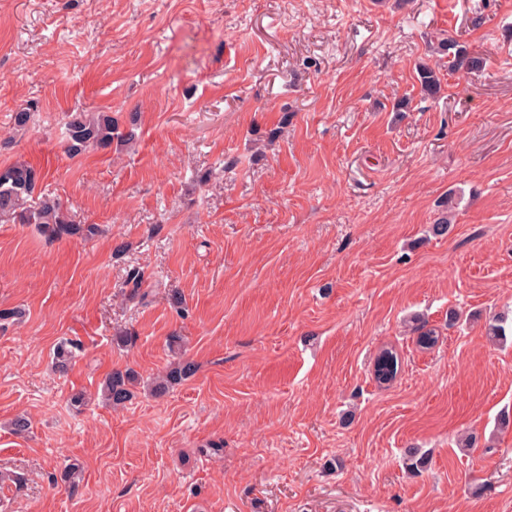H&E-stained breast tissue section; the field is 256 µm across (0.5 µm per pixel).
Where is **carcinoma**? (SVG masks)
Listing matches in <instances>:
<instances>
[{
	"mask_svg": "<svg viewBox=\"0 0 512 512\" xmlns=\"http://www.w3.org/2000/svg\"><path fill=\"white\" fill-rule=\"evenodd\" d=\"M456 40L444 37L437 41L436 53L448 57L451 66L457 70L477 68L480 60L470 57L462 60L458 56ZM418 78L422 94L434 97L441 90V82L436 71L421 65ZM66 152L77 156L89 149H104L112 144L116 126L112 116L104 113L72 112L65 121ZM41 172L27 162L17 161L0 167V215L11 217L18 224H33L39 233L49 242L66 237L81 235L89 237L97 232L94 224H75L68 215L64 204L47 194L38 202L30 203L35 189L41 180ZM453 199H448L445 212L435 220L431 231L435 236L448 234L452 224ZM399 369V357L391 348L384 349L377 358L373 378L380 387L389 386L396 378ZM195 364L181 360L170 368L162 377L155 380L152 392L160 396L174 384L191 377ZM137 383L134 371L114 370L105 379V396L114 407L125 405L132 397V387Z\"/></svg>",
	"mask_w": 512,
	"mask_h": 512,
	"instance_id": "obj_1",
	"label": "carcinoma"
}]
</instances>
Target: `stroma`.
<instances>
[{
    "instance_id": "1",
    "label": "stroma",
    "mask_w": 512,
    "mask_h": 512,
    "mask_svg": "<svg viewBox=\"0 0 512 512\" xmlns=\"http://www.w3.org/2000/svg\"><path fill=\"white\" fill-rule=\"evenodd\" d=\"M442 33L481 68L432 54ZM82 110L136 142L68 157ZM18 160L101 232L0 218V309L23 312L0 323V512H512V333L486 334L512 317V0H0ZM399 369V357L391 348L384 349L377 358L373 378L379 387H388L396 378ZM195 372V364L188 360H181L170 368L162 377L155 380L152 392L155 396H161L173 385L191 377ZM138 379L134 371L113 370L105 379V396L113 407L125 406L132 397V387Z\"/></svg>"
}]
</instances>
